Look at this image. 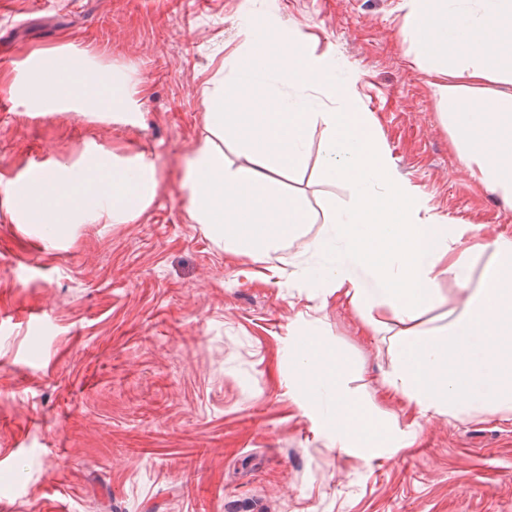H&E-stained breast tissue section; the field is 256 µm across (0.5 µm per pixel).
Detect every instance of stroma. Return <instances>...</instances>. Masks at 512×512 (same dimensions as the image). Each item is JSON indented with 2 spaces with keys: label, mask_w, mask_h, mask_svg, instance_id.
I'll list each match as a JSON object with an SVG mask.
<instances>
[{
  "label": "stroma",
  "mask_w": 512,
  "mask_h": 512,
  "mask_svg": "<svg viewBox=\"0 0 512 512\" xmlns=\"http://www.w3.org/2000/svg\"><path fill=\"white\" fill-rule=\"evenodd\" d=\"M276 2L288 28L353 77L397 172L426 199L421 218L512 236V208L473 180L404 40V0H6L0 82L62 36L133 70L137 127L71 112L33 118L0 94V512H512V419L442 416L415 444L364 460L330 448L297 408L288 340L314 327L345 356L348 395L380 427L405 428L404 397L383 391L389 320L360 333L345 301L288 285L329 201L321 133L291 189L310 207L305 235L272 253L281 273L218 248L184 206L183 165L206 134L200 88L232 75L244 10ZM154 154L158 195L132 224H85L52 248L6 212L7 188L47 155L86 142ZM442 303L415 321L446 327L467 292L441 279Z\"/></svg>",
  "instance_id": "35a3bbf8"
}]
</instances>
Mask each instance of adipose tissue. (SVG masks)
Masks as SVG:
<instances>
[{
  "label": "adipose tissue",
  "instance_id": "obj_1",
  "mask_svg": "<svg viewBox=\"0 0 512 512\" xmlns=\"http://www.w3.org/2000/svg\"><path fill=\"white\" fill-rule=\"evenodd\" d=\"M406 0L404 33L421 50L419 69L433 77L449 128L464 139L473 179L512 206V96L493 101L477 92L497 75L512 83V0ZM245 37L234 78L215 73L201 90L208 135L192 153L182 183L190 219L231 253L262 259L313 223L311 210L285 188L304 168L309 132L321 128L323 181L346 184L351 202L328 205L311 248L321 263L296 274L311 295L350 303L365 335L393 315L402 328L387 391L414 412L404 429L377 426L339 385L347 358L312 330L289 340L299 367V407L330 446L372 458L412 445L422 422L436 416L512 414V237L483 230L492 257L471 286L469 252L457 251L464 229L441 218L421 220V194L395 171L366 113L353 106L351 81L333 54L277 21L243 12ZM97 51L62 39L18 63L5 92L32 117L77 112L124 126L140 125L141 103L131 78L105 73ZM460 60L449 71V59ZM245 147L253 165L230 168L224 142ZM159 183L154 157L95 142L75 157H48L12 180L7 211L50 245L82 224H131L153 203ZM451 275L469 290L462 313L422 334L412 323L440 300L439 279Z\"/></svg>",
  "mask_w": 512,
  "mask_h": 512
}]
</instances>
